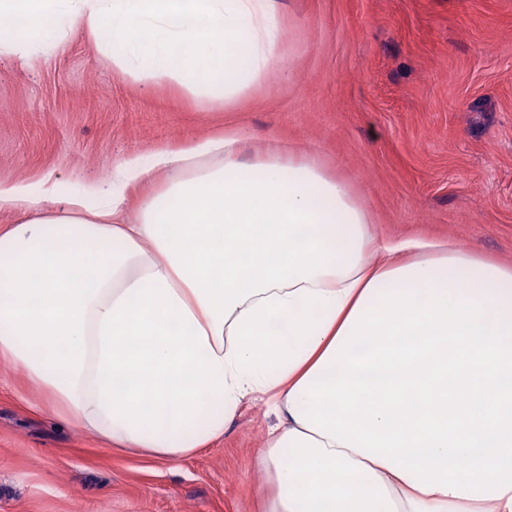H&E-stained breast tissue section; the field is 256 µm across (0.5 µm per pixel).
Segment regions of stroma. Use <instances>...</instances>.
I'll return each instance as SVG.
<instances>
[{
    "label": "stroma",
    "mask_w": 512,
    "mask_h": 512,
    "mask_svg": "<svg viewBox=\"0 0 512 512\" xmlns=\"http://www.w3.org/2000/svg\"><path fill=\"white\" fill-rule=\"evenodd\" d=\"M279 5L278 57L224 105L123 76L78 24L54 50L0 57V183L49 181L52 210L129 156L234 131L347 180L380 244L512 262V0ZM275 422L250 403L202 453L155 459L62 426L0 362V512H253Z\"/></svg>",
    "instance_id": "obj_1"
}]
</instances>
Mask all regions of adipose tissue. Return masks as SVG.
<instances>
[{
  "mask_svg": "<svg viewBox=\"0 0 512 512\" xmlns=\"http://www.w3.org/2000/svg\"><path fill=\"white\" fill-rule=\"evenodd\" d=\"M76 22L122 75L212 102L280 47L276 0H0V56ZM50 192L0 183L25 213L0 228V361L63 425L175 462L261 399L257 512H512V264L393 258L345 182L237 133ZM167 176V174H166ZM165 175L152 174L147 177L130 195L127 206L126 216L132 220L134 218L136 209L142 197L150 193L157 185L166 177ZM168 177V176H167Z\"/></svg>",
  "mask_w": 512,
  "mask_h": 512,
  "instance_id": "adipose-tissue-1",
  "label": "adipose tissue"
}]
</instances>
